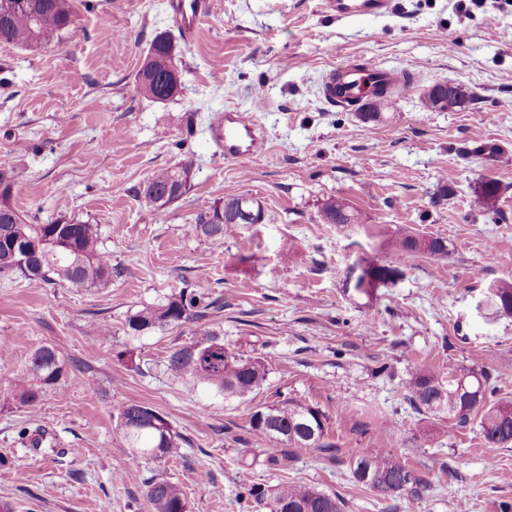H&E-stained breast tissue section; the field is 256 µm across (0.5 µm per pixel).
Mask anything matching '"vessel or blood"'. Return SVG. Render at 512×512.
<instances>
[{
	"mask_svg": "<svg viewBox=\"0 0 512 512\" xmlns=\"http://www.w3.org/2000/svg\"><path fill=\"white\" fill-rule=\"evenodd\" d=\"M181 20L184 35H191L208 10L207 0H171ZM325 9L341 18L378 16L389 7V0H323ZM402 77L379 65L364 61L327 72L321 91L333 106L358 107L368 102L375 83L396 84ZM211 135L225 157L240 158L261 153L265 141L244 113L229 108L217 113L211 122Z\"/></svg>",
	"mask_w": 512,
	"mask_h": 512,
	"instance_id": "b4317fda",
	"label": "vessel or blood"
}]
</instances>
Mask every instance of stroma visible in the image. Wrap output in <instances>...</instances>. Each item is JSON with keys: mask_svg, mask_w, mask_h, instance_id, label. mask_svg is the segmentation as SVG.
I'll use <instances>...</instances> for the list:
<instances>
[{"mask_svg": "<svg viewBox=\"0 0 512 512\" xmlns=\"http://www.w3.org/2000/svg\"><path fill=\"white\" fill-rule=\"evenodd\" d=\"M210 2L189 39L169 0H71L75 25L59 42L0 43L11 205L31 224L98 225L112 255L103 288L0 276V376L21 374L43 346L66 364L35 408L0 412V503L12 512H148L145 484L165 478L191 512H266L242 501L244 483L287 481L335 493L347 512H500L512 504V444L488 445L477 423L419 412L405 392L417 369L488 368L498 398L512 401V316L479 308L490 285L512 283V0H391L385 14L343 19L322 0ZM165 32L181 91L155 102L137 93L136 75ZM364 59L419 76L368 125L321 96L323 74ZM438 82L469 88L473 103L427 108L423 93ZM227 107L262 130V154L219 153L209 126ZM480 142L501 156L463 155ZM187 159L188 191L146 207L144 181ZM487 179L501 187L491 211L474 205ZM444 187L452 199L434 204ZM240 194L261 201L264 223L228 225L219 249L191 231L197 213ZM330 198L356 209L362 225L323 223ZM381 229L445 238L448 255L399 259L400 277L373 295L346 291L362 254L395 259ZM183 289L220 300L207 325L226 347L267 355L260 389L227 400L172 379L167 358L198 342L194 323L128 330L129 316ZM96 324L106 337L93 335ZM281 398L321 409L328 441L396 457L424 488L383 500L343 454L304 452L269 468L249 419ZM130 403L171 422L179 456L159 463L127 447L116 416ZM24 426L54 434L63 454L21 446Z\"/></svg>", "mask_w": 512, "mask_h": 512, "instance_id": "35a3bbf8", "label": "stroma"}]
</instances>
